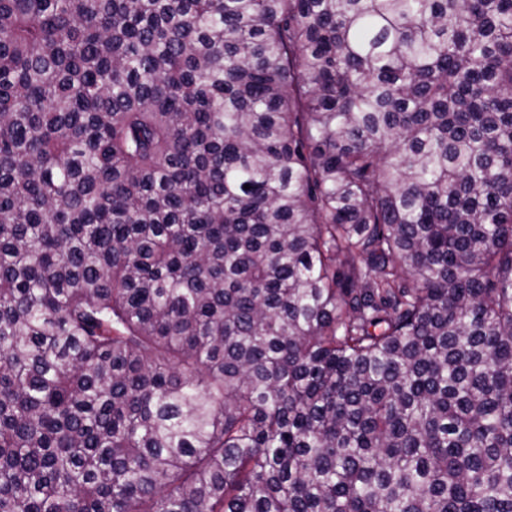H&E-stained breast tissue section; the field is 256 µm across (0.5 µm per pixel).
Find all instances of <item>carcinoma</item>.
<instances>
[{"label":"carcinoma","mask_w":512,"mask_h":512,"mask_svg":"<svg viewBox=\"0 0 512 512\" xmlns=\"http://www.w3.org/2000/svg\"><path fill=\"white\" fill-rule=\"evenodd\" d=\"M0 512H512V0H0Z\"/></svg>","instance_id":"cac0c4a2"}]
</instances>
